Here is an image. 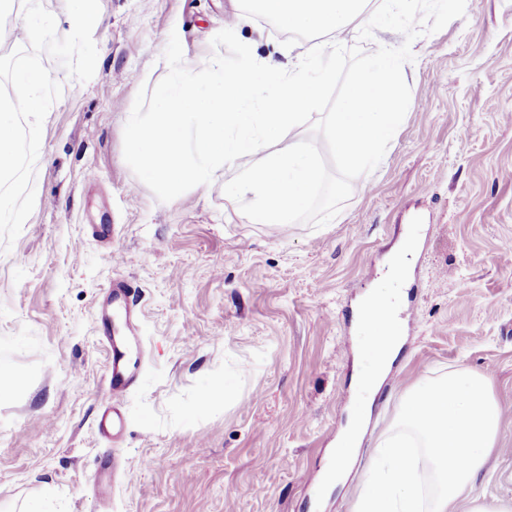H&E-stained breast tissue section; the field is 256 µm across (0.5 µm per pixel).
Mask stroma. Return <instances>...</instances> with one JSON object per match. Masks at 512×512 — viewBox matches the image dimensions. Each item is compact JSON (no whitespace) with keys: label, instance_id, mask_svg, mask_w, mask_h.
I'll return each mask as SVG.
<instances>
[{"label":"stroma","instance_id":"35a3bbf8","mask_svg":"<svg viewBox=\"0 0 512 512\" xmlns=\"http://www.w3.org/2000/svg\"><path fill=\"white\" fill-rule=\"evenodd\" d=\"M227 27L280 69L309 46L283 47L238 0H100L94 76L42 58L62 95L43 122L34 209L0 247V372L17 379L0 399V512L47 485L54 512H354L409 395L454 370L486 376L501 407L476 494L511 505L512 0H467L464 17L414 40L401 126L319 229L253 223L224 195L233 167L162 202L124 160L135 96L167 74L170 34L199 70ZM414 227L402 350L350 476L320 492L356 402L355 313ZM116 280L143 341L112 443L97 432L109 353L97 305ZM217 385L225 394L196 411Z\"/></svg>","mask_w":512,"mask_h":512}]
</instances>
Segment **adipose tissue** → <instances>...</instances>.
I'll return each instance as SVG.
<instances>
[{"mask_svg": "<svg viewBox=\"0 0 512 512\" xmlns=\"http://www.w3.org/2000/svg\"><path fill=\"white\" fill-rule=\"evenodd\" d=\"M363 328L370 335L369 363L352 379L363 397L336 442L331 485L346 479L345 465L362 443L373 397L403 345L402 336L374 323ZM400 423L403 433L380 446L356 512H448L471 496L497 448L500 428V409L487 378L449 373L406 401Z\"/></svg>", "mask_w": 512, "mask_h": 512, "instance_id": "ef3b65f1", "label": "adipose tissue"}]
</instances>
